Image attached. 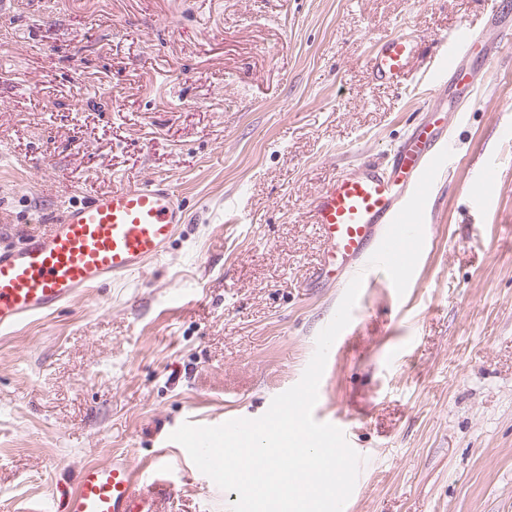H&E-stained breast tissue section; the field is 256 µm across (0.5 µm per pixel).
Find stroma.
<instances>
[{
    "instance_id": "obj_1",
    "label": "stroma",
    "mask_w": 512,
    "mask_h": 512,
    "mask_svg": "<svg viewBox=\"0 0 512 512\" xmlns=\"http://www.w3.org/2000/svg\"><path fill=\"white\" fill-rule=\"evenodd\" d=\"M0 15V245L66 204L152 178L188 213L168 254L0 335V504L48 512L79 470L164 456L167 512H225L170 435L262 416L342 299L309 275L306 210L349 165H387L425 117L437 40L486 0H16ZM423 40L402 88L367 59ZM448 115L401 290L375 278L317 406L363 456L348 512H512V41ZM485 194L484 208L472 206Z\"/></svg>"
}]
</instances>
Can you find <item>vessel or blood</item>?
<instances>
[{
  "label": "vessel or blood",
  "instance_id": "1",
  "mask_svg": "<svg viewBox=\"0 0 512 512\" xmlns=\"http://www.w3.org/2000/svg\"><path fill=\"white\" fill-rule=\"evenodd\" d=\"M503 2L490 0L488 25L500 39L510 40L512 23L503 18ZM479 43L485 54H493L494 45L485 41L482 30L469 26L442 44L434 64V118L418 125L398 147L390 171L362 161L314 196L306 217L319 231L322 251L313 281L344 289L359 275L367 288L376 272L408 268L410 249L422 237L413 203L428 194L444 167L442 116L448 105L440 89L449 82L463 90L471 86L466 59ZM421 46L420 37L403 30L388 36L368 58L372 82L404 84ZM184 222L179 194L164 179L113 188L64 206L45 230L0 247V331L143 270L167 254ZM170 491L165 462L140 473L127 455L115 454L81 469L62 512H164Z\"/></svg>",
  "mask_w": 512,
  "mask_h": 512
}]
</instances>
